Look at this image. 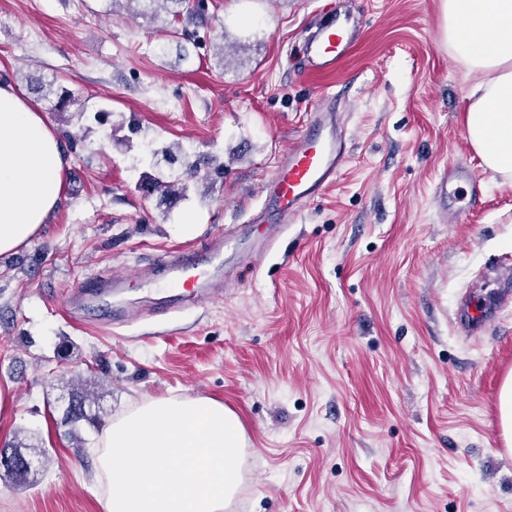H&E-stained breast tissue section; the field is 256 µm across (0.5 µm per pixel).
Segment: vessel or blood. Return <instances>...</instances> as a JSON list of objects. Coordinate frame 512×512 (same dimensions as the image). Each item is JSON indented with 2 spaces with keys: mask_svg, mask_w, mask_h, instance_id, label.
<instances>
[{
  "mask_svg": "<svg viewBox=\"0 0 512 512\" xmlns=\"http://www.w3.org/2000/svg\"><path fill=\"white\" fill-rule=\"evenodd\" d=\"M355 41L356 33L348 16L336 11L327 13L321 36L309 38L305 44L306 68L314 73L335 71L348 57ZM344 162L345 151L334 109L330 98L325 96L314 107L307 131L278 160L264 187L258 223L275 224L299 213L306 203L322 195L335 182ZM239 246L234 236L216 235L205 250L189 248L170 255L163 263V282L149 279L145 285L179 288L199 301L223 299L224 291L211 284L210 273L222 269L225 252L236 251ZM124 282L121 276L92 278L73 290L70 303L80 309L106 304L113 290ZM511 304L512 292L506 290L481 304L468 302L464 323L470 332H479Z\"/></svg>",
  "mask_w": 512,
  "mask_h": 512,
  "instance_id": "1",
  "label": "vessel or blood"
}]
</instances>
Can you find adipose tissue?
<instances>
[{"label":"adipose tissue","mask_w":512,"mask_h":512,"mask_svg":"<svg viewBox=\"0 0 512 512\" xmlns=\"http://www.w3.org/2000/svg\"><path fill=\"white\" fill-rule=\"evenodd\" d=\"M442 40L484 74L468 139L486 168L512 178V0H442ZM67 161L42 112L0 83V253L27 245L59 204ZM244 428L223 403L169 396L113 418L98 450L103 512H227L246 489Z\"/></svg>","instance_id":"ef3b65f1"}]
</instances>
